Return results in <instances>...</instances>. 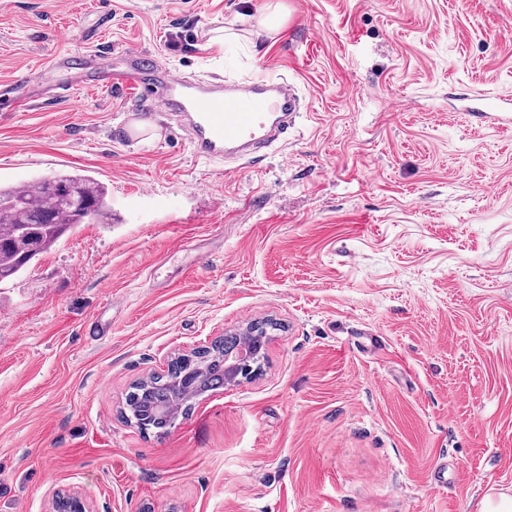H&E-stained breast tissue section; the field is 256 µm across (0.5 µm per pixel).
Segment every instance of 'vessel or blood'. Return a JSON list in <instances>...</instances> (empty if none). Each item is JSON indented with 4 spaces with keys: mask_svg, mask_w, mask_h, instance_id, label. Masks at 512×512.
Returning a JSON list of instances; mask_svg holds the SVG:
<instances>
[{
    "mask_svg": "<svg viewBox=\"0 0 512 512\" xmlns=\"http://www.w3.org/2000/svg\"><path fill=\"white\" fill-rule=\"evenodd\" d=\"M125 67L115 73L101 63L91 65L82 80L85 89L135 88L145 100L176 113L194 152L208 160L251 159L285 137L299 115L298 98L287 81L263 79L237 84L198 80L172 73L145 50L121 49ZM76 50L55 54L37 72L42 84L56 86V73L79 60Z\"/></svg>",
    "mask_w": 512,
    "mask_h": 512,
    "instance_id": "1",
    "label": "vessel or blood"
}]
</instances>
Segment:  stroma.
<instances>
[{
  "instance_id": "stroma-1",
  "label": "stroma",
  "mask_w": 512,
  "mask_h": 512,
  "mask_svg": "<svg viewBox=\"0 0 512 512\" xmlns=\"http://www.w3.org/2000/svg\"><path fill=\"white\" fill-rule=\"evenodd\" d=\"M264 2L0 0V85L134 47L304 101L265 158L228 164L129 90L32 88L0 112V187L78 173L108 203L0 283V512L69 492L92 512L512 494V0H278L272 32ZM267 318L254 376L166 432L127 421L132 384ZM79 59L80 52L78 50L60 51L55 54L50 65L45 67L43 70L31 75L21 72L15 80V84H22L29 79L34 78L39 80L42 84L54 87L56 90H61V94H67L71 90V87L59 84L56 80V72L61 68L67 67L70 62H74Z\"/></svg>"
}]
</instances>
